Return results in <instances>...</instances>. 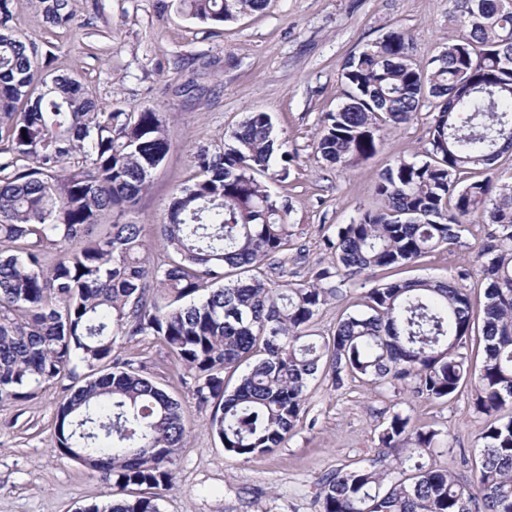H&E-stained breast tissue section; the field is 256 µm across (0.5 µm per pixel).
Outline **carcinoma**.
Returning <instances> with one entry per match:
<instances>
[{
    "instance_id": "1",
    "label": "carcinoma",
    "mask_w": 512,
    "mask_h": 512,
    "mask_svg": "<svg viewBox=\"0 0 512 512\" xmlns=\"http://www.w3.org/2000/svg\"><path fill=\"white\" fill-rule=\"evenodd\" d=\"M185 16L221 25L268 0H175ZM464 19L433 67H417L406 36L390 32L344 64L346 101L322 116L317 159L347 168L371 158L386 132L437 100L422 161L404 156L376 184L380 206L326 240L333 261L303 282L271 287L267 272L293 236L291 206L257 173L283 162L271 117L250 112L224 149L196 153L189 186L173 191L161 262L141 257L142 226L112 224L132 209L170 142L153 108L114 111L69 75L48 77L35 46L11 26L0 0V403L63 386L55 422L61 455L94 471L112 499L81 512H160L186 435L181 403L145 367L112 357L117 336L159 340L193 381L198 404L217 402L211 431L232 458L280 447L302 422L320 372L448 399L471 375L476 328L468 294L451 281L372 288L367 311L334 333L313 331L340 286L376 269L411 264L459 242L474 215L495 225L479 253L486 284L484 354L474 411L496 419L475 454L476 491L430 462L439 433L392 415L383 451L320 481L322 512H512V183L494 164L512 148V0H448ZM52 27L73 22L70 0H42ZM483 175L466 182L464 174ZM57 255L53 265L45 256ZM247 364L231 392L224 372ZM136 486L142 493L126 498Z\"/></svg>"
}]
</instances>
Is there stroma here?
<instances>
[{"mask_svg": "<svg viewBox=\"0 0 512 512\" xmlns=\"http://www.w3.org/2000/svg\"><path fill=\"white\" fill-rule=\"evenodd\" d=\"M71 4L72 26L53 28L45 24L38 0H14L13 24L39 50L52 51L53 69L76 77L100 104L162 112L171 139L138 204L121 217L104 213L101 227L121 220L142 225L143 256L154 261L170 195L191 183L196 151L223 148L226 131L246 113L265 112L293 156L288 177L268 182L271 193L292 206L295 234L285 270L293 282L329 264L324 238L378 207L374 187L380 173L397 156H421L428 146L432 111L426 108L418 119L392 129L366 162L339 169L317 161L313 140L323 113L344 101L340 77L346 59L387 32L401 31L414 61L426 68L461 29L448 0H270L265 10L222 26L199 23L173 7L160 11L158 0ZM492 230L471 218L453 248L356 277L322 308L319 329L331 332L343 314L362 311L370 288L397 280L461 278L474 312H482L485 283L477 255ZM114 355L145 365L182 406L187 436L162 512H321L322 475L377 454L379 432L396 412L440 432L437 467L476 482L462 458L478 451L489 419L471 406L474 382L449 400L429 402L359 378H345L338 387L321 374L306 392L305 415L293 436L272 452L235 459L209 429L214 406H199L183 370L159 341L120 336ZM62 398L55 384L32 400L0 404V512H79L107 500L98 475L54 446Z\"/></svg>", "mask_w": 512, "mask_h": 512, "instance_id": "35a3bbf8", "label": "stroma"}]
</instances>
